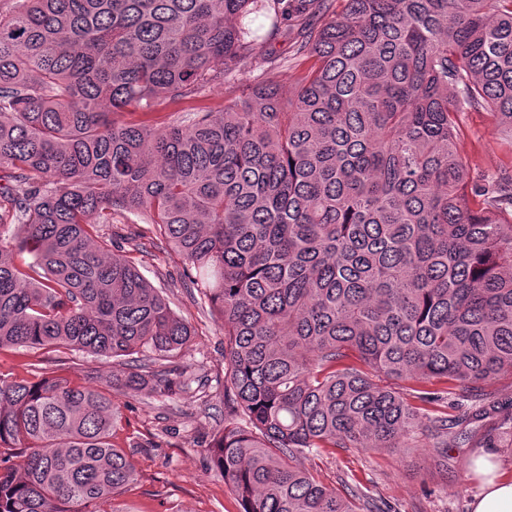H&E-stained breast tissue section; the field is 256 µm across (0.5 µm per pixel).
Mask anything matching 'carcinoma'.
Here are the masks:
<instances>
[{
    "label": "carcinoma",
    "mask_w": 512,
    "mask_h": 512,
    "mask_svg": "<svg viewBox=\"0 0 512 512\" xmlns=\"http://www.w3.org/2000/svg\"><path fill=\"white\" fill-rule=\"evenodd\" d=\"M0 12V349L129 357L169 397L194 330L102 225L143 213L224 326L209 448L243 512H355L296 465L329 448L512 437V175L473 177L462 112L512 132V0H12ZM318 15L313 59L159 127L261 40L245 15ZM133 107L144 119L120 122ZM148 352L159 361L136 358ZM437 380L403 393L374 383ZM472 403L465 418L421 410ZM106 389L0 377V512H85L136 480ZM361 512H383L361 488Z\"/></svg>",
    "instance_id": "cac0c4a2"
}]
</instances>
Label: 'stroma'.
Listing matches in <instances>:
<instances>
[{"label": "stroma", "mask_w": 512, "mask_h": 512, "mask_svg": "<svg viewBox=\"0 0 512 512\" xmlns=\"http://www.w3.org/2000/svg\"><path fill=\"white\" fill-rule=\"evenodd\" d=\"M246 23L269 34V41L251 64L227 74L223 84L210 88L197 104L223 108L230 97L241 95L273 68L279 72L283 95L293 92L299 72L292 60L296 23L283 21L274 36L269 33L271 21L266 13L251 14ZM196 103L161 105L151 118L163 126L173 112ZM461 126L460 150L472 173L512 172V135L489 113H464ZM138 261L154 288L195 331L181 358L191 382L170 398L113 390L112 402L120 411V420L112 441L129 454L137 471L136 483L116 496L113 506L117 512H240L238 499L225 486L209 454L212 435L224 417V331L208 316L179 256L166 241H156ZM39 369L102 385L109 376L121 373L124 363L112 358L97 360L74 350L0 349V377L30 379ZM467 430L473 435L471 444L449 449L444 466L435 449L426 447L337 448L304 455L297 464L326 487H366L395 512H469L477 481L468 475L467 465L478 452L482 429L472 423Z\"/></svg>", "instance_id": "obj_1"}]
</instances>
